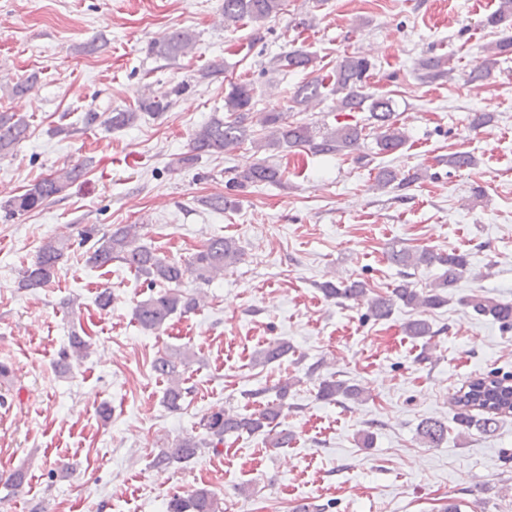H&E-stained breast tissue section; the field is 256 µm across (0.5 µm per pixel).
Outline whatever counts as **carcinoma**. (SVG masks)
I'll list each match as a JSON object with an SVG mask.
<instances>
[{"mask_svg": "<svg viewBox=\"0 0 512 512\" xmlns=\"http://www.w3.org/2000/svg\"><path fill=\"white\" fill-rule=\"evenodd\" d=\"M285 0H224V22L237 23L243 20L262 22L283 10ZM512 27V0H500L499 7L487 16L485 25L500 27L503 24ZM196 36L189 30L173 31L151 43L150 53L164 59H176L192 53L196 49ZM313 59L302 50H293L277 56L273 60L274 68L291 72L306 69ZM371 69L368 59L351 55L342 59L336 67V78L331 92L343 94L340 99L342 108L360 110L368 105L374 119L376 145L382 153H392L406 144V136L397 126L392 102L384 97H372L363 93L364 83ZM420 78L434 82L448 77V57L429 56L419 62ZM323 80L316 78L297 88L288 111L305 108L321 96ZM254 87L247 80L229 81L224 92L223 118L213 117L210 121L195 129L191 135L189 152L178 162L191 164L202 155L219 156L224 152L250 141L257 149L276 148L289 151L295 147L310 146L316 152H336L354 150L362 139V129L356 125L342 126L321 136L315 141L311 127L287 121L286 113L281 110L263 112L254 111ZM170 102L155 100L144 96L135 109L112 112L106 123L113 129H122L133 125L140 113L159 115L166 111ZM29 123L14 112H0V155L9 153L16 145L28 137ZM85 175V166L64 167L52 174L35 180L26 186L23 192L6 200L0 205L5 216L13 218L43 208L49 202L65 192L72 184ZM280 167L259 159L249 164L232 178L231 187L243 188L249 184L276 183L282 180ZM144 225L123 224L114 229L99 232L95 229L81 233V241L91 243L88 248V261L97 268H104L114 261L128 265L136 274L146 277L148 287L161 286V290L137 303L134 315L139 326L151 333L162 330L170 318L179 313L186 314L199 307V299L193 294L181 290L186 276L190 275L202 285H208L224 276V270L237 264L242 249L233 238L215 237L203 245L191 260L182 264L161 257L152 247L142 243ZM65 255V244L55 238L47 239L39 248L32 263L21 271V287L26 289L48 288L55 282L58 265ZM391 263L402 269L417 270L438 264L444 271L433 288L419 291L405 281L393 290V297H368L371 289L360 282L340 286L325 282L320 286L322 293L332 299L367 300L372 316L380 319L389 315L393 300L397 299L406 307L424 312L435 309L445 303L439 293L443 288L452 287L462 276L468 265L467 256L458 253H437L430 249L411 250L391 248ZM473 311L504 325H512V304L492 299H474L470 301ZM405 333L413 339H426L433 336L431 324L425 318L410 320L405 325ZM90 344L77 333L72 334L67 346L60 352L62 370L70 368L74 361L82 360ZM291 345L284 340H275L256 353L254 361L268 365L288 356ZM186 356L165 354L153 362V370L167 383L163 403L172 410L181 408V402L189 393L185 387V370L182 369ZM294 382L286 379L278 386V399L269 401L262 408L249 415L228 413L218 410L204 415L199 420L200 433L184 437L171 445H166L153 456L151 466L157 471H166L176 463L187 462L210 450L218 451L224 444V437L232 434H253L267 429L270 444L275 448L288 445L286 431L276 430L282 416L284 400ZM364 390L346 381L323 379L319 382L317 396L326 401L338 398L359 400ZM455 407L454 421L462 430L473 427L484 432H492L497 426V416L512 411V383L506 378H474L461 387L453 397ZM477 409L482 412L478 417L471 413ZM418 437L429 446L436 447L448 437V424L436 418H427L419 424ZM166 512H224L220 499L204 488L187 495L175 494L166 504Z\"/></svg>", "mask_w": 512, "mask_h": 512, "instance_id": "1", "label": "carcinoma"}]
</instances>
